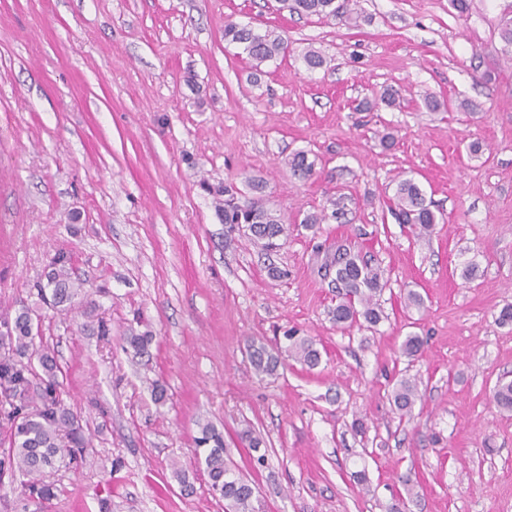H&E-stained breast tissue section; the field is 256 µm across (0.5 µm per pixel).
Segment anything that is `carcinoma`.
<instances>
[{
  "mask_svg": "<svg viewBox=\"0 0 512 512\" xmlns=\"http://www.w3.org/2000/svg\"><path fill=\"white\" fill-rule=\"evenodd\" d=\"M291 2L292 11L306 16L339 19L347 22L358 10L356 0H283ZM504 43L503 54L512 61V9L506 8L499 28ZM224 41L233 44L255 62L253 77L263 74L261 65L286 53L287 40L273 30L260 31L250 24L232 20L224 23ZM397 92L385 88L379 97L364 102L367 110L380 105L394 107ZM292 176L309 180L315 175L314 162L307 153L297 151L288 158ZM202 188L215 200L219 219L228 233L244 232L253 241L270 252L280 248L288 237V225L281 222L260 198L246 204L238 202L235 192L228 186H212L206 182ZM392 214L400 224H409L418 236H429L438 218L427 202L420 184L412 177L398 181L394 194ZM322 269L332 276L339 301L333 309V320L339 327H351L364 322L372 327L383 319V310L376 296L386 287L384 271L346 248L338 247L325 257ZM84 294L83 280L74 275L66 258L59 256L51 263L47 282L38 285V296L49 307L59 311L75 309L77 300ZM39 315L22 304L0 319V391L18 393L23 403L8 412H0V477L15 478L21 475L17 489L21 496L36 499L43 504L54 497L52 485L41 477L60 468H77L87 462L88 442L84 436L81 419L64 402L60 392L61 366L44 344L36 345L39 336ZM153 341L151 331L126 337L135 351L143 354ZM249 360L260 374H270L284 358L313 369L321 361V353L314 342L306 337L288 336V346L270 350L263 342L252 340L248 344ZM396 414L411 418L418 402L422 400L416 381L403 378L390 393ZM492 399L502 410L512 411V381L498 383ZM248 448L257 453L255 467L267 463L266 454L260 452L264 438L252 427L240 434ZM197 447L204 449L199 464L209 479L212 491L224 499L225 512H256L255 486L236 473L229 459V448L224 435L213 424L199 425Z\"/></svg>",
  "mask_w": 512,
  "mask_h": 512,
  "instance_id": "carcinoma-1",
  "label": "carcinoma"
}]
</instances>
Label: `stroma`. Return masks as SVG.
Returning a JSON list of instances; mask_svg holds the SVG:
<instances>
[{
	"instance_id": "stroma-1",
	"label": "stroma",
	"mask_w": 512,
	"mask_h": 512,
	"mask_svg": "<svg viewBox=\"0 0 512 512\" xmlns=\"http://www.w3.org/2000/svg\"><path fill=\"white\" fill-rule=\"evenodd\" d=\"M510 4L470 0L461 16L450 0H360L347 24L282 0H0V312L38 308L93 453L46 474L50 512H224L195 470L206 421L261 512H512V411L492 400L512 379V326L495 321L512 305ZM229 19L288 42L258 81L224 40ZM311 48L323 67L304 65ZM388 85L399 107L361 109ZM427 93L445 109L427 111ZM298 150L310 180L289 172ZM410 176L439 219L423 239L389 211ZM206 182L262 196L287 243L268 253L225 236ZM339 196L343 218L304 224ZM340 245L385 271L378 328L331 317L320 266ZM59 252L91 300L68 313L37 295ZM411 290L423 306H407ZM146 329L141 356L124 338ZM291 330L320 365L256 373L247 339L282 346ZM412 333L424 346L408 358ZM404 377L424 400L402 421L389 394ZM248 426L267 446L258 470L237 439ZM178 468L194 473L192 494ZM407 479L418 494L406 500Z\"/></svg>"
}]
</instances>
